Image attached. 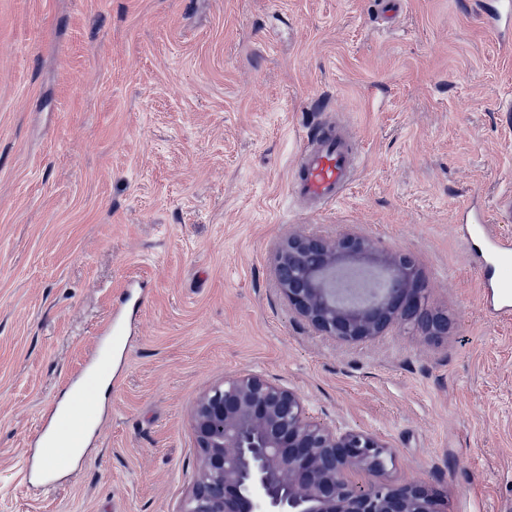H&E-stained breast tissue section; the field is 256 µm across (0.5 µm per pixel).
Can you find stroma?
Segmentation results:
<instances>
[{"mask_svg": "<svg viewBox=\"0 0 512 512\" xmlns=\"http://www.w3.org/2000/svg\"><path fill=\"white\" fill-rule=\"evenodd\" d=\"M483 2L403 0L390 26L375 0H0V512H179L191 411L240 373L379 437L384 480L512 512V314L456 222L512 193V53ZM336 117L358 173L310 216L292 164ZM294 234L410 256L447 335H320L278 290ZM126 298L98 430L56 470L46 419Z\"/></svg>", "mask_w": 512, "mask_h": 512, "instance_id": "1", "label": "stroma"}]
</instances>
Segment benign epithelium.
I'll use <instances>...</instances> for the list:
<instances>
[{
    "mask_svg": "<svg viewBox=\"0 0 512 512\" xmlns=\"http://www.w3.org/2000/svg\"><path fill=\"white\" fill-rule=\"evenodd\" d=\"M288 305L316 331L357 343L400 319L430 338L448 323L422 308L420 272L406 255L370 239L291 235L277 252ZM198 475L180 512H445L442 497L414 482H354L388 466L377 437L306 417L302 397L258 374L224 378L196 403Z\"/></svg>",
    "mask_w": 512,
    "mask_h": 512,
    "instance_id": "benign-epithelium-1",
    "label": "benign epithelium"
}]
</instances>
